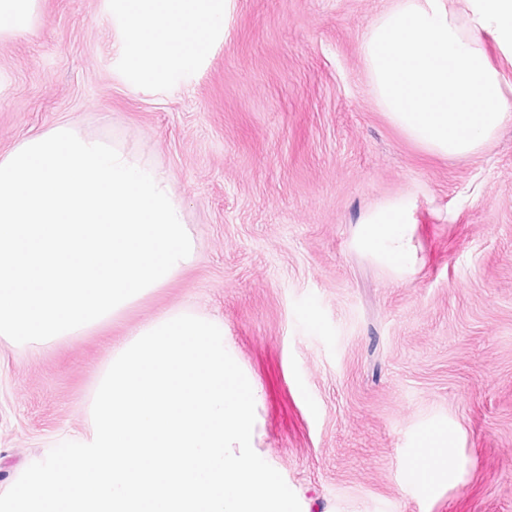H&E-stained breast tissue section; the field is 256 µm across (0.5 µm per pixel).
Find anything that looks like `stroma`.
<instances>
[{
  "instance_id": "stroma-1",
  "label": "stroma",
  "mask_w": 512,
  "mask_h": 512,
  "mask_svg": "<svg viewBox=\"0 0 512 512\" xmlns=\"http://www.w3.org/2000/svg\"><path fill=\"white\" fill-rule=\"evenodd\" d=\"M392 0H233L194 73L127 81L111 0H39L0 41V154L60 123L169 170L191 266L51 345L0 338V493L63 441L113 347L192 306L260 388V452L301 512H512V119L476 154L428 152L370 93L360 46ZM408 206L413 273L363 249ZM449 475L421 478L425 433ZM425 448H443V454L437 460H433L428 455L422 456L421 468L423 472L432 476L436 471L450 470L453 461V450L451 444L433 434H429L426 439Z\"/></svg>"
}]
</instances>
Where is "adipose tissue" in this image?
I'll return each instance as SVG.
<instances>
[{"mask_svg": "<svg viewBox=\"0 0 512 512\" xmlns=\"http://www.w3.org/2000/svg\"><path fill=\"white\" fill-rule=\"evenodd\" d=\"M230 0H112L119 31L116 50L136 81H158L197 67L223 38ZM362 241L397 270L413 262L411 224L401 207H383L362 221Z\"/></svg>", "mask_w": 512, "mask_h": 512, "instance_id": "1", "label": "adipose tissue"}]
</instances>
